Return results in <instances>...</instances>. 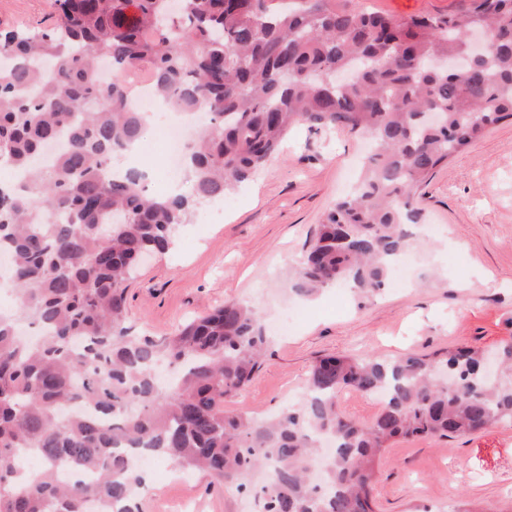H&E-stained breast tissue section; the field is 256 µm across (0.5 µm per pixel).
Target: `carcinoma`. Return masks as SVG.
I'll return each instance as SVG.
<instances>
[{"instance_id":"cac0c4a2","label":"carcinoma","mask_w":512,"mask_h":512,"mask_svg":"<svg viewBox=\"0 0 512 512\" xmlns=\"http://www.w3.org/2000/svg\"><path fill=\"white\" fill-rule=\"evenodd\" d=\"M56 0L54 25L0 33V253L12 257L13 305L0 310V512H140L146 454L255 489L263 512H376L379 461L400 438L454 439L512 422V342L499 375L484 351L430 357L326 356L295 405L255 419L224 409L261 367L258 309L228 301L156 341L127 326V281L145 252L170 249L202 203L224 198L278 152L294 128L370 136L375 151L288 278L310 297L348 285L382 290L421 222L414 197L434 171L492 126L512 120V0H472L446 18L389 17L336 0ZM491 48L472 80L435 59ZM143 68L156 95L209 122L191 128L193 192H146L135 170L110 175L140 140L131 89L104 82ZM66 139L51 166L43 149ZM115 212L128 221L112 222ZM41 331L34 344L19 336ZM178 370L162 389L154 368ZM383 393L370 423L346 416L341 390ZM336 442L324 480L309 469L318 438ZM35 455L29 471L21 460Z\"/></svg>"}]
</instances>
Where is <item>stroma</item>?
Segmentation results:
<instances>
[{
  "instance_id": "obj_1",
  "label": "stroma",
  "mask_w": 512,
  "mask_h": 512,
  "mask_svg": "<svg viewBox=\"0 0 512 512\" xmlns=\"http://www.w3.org/2000/svg\"><path fill=\"white\" fill-rule=\"evenodd\" d=\"M394 17L445 16L470 0H360ZM55 0H0V32L39 30ZM368 138L339 129L293 132L253 179L233 193L224 218L201 213L181 225L172 249L146 259L128 284V324L161 340L230 300L257 306L264 322L295 311L289 333L273 336L260 371L227 410L262 418L298 401L314 361L328 354L398 356L512 342V122L490 128L439 167L416 203L421 248L411 283L360 299L330 288L305 300L288 277L325 213L354 182ZM142 512H172L188 500L201 512H256L253 497L207 474L147 469ZM377 512H455L467 498L484 512H512V423L453 440L395 442L379 465Z\"/></svg>"
}]
</instances>
